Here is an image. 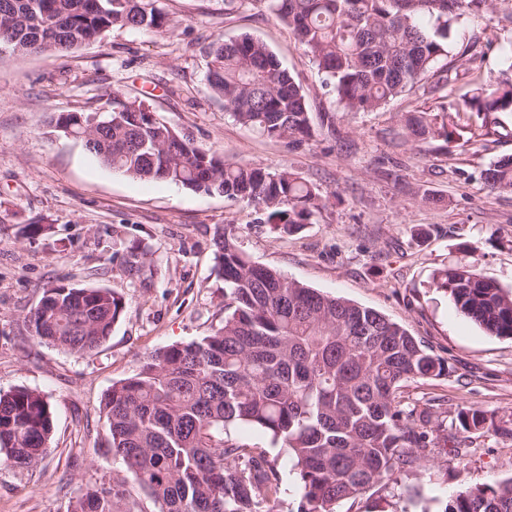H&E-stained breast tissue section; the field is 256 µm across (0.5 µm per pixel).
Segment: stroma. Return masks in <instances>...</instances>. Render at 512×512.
<instances>
[{"instance_id":"obj_1","label":"stroma","mask_w":512,"mask_h":512,"mask_svg":"<svg viewBox=\"0 0 512 512\" xmlns=\"http://www.w3.org/2000/svg\"><path fill=\"white\" fill-rule=\"evenodd\" d=\"M158 5L179 19L173 35L123 28L65 56H0V391L42 393L54 423L37 467L0 464V512H67L120 472L102 401L151 352L222 324L214 238L224 229L251 261L375 309L423 340L448 374L408 383L404 393L441 398L436 416L444 424L469 406L495 423L512 421V338L486 333L431 286L459 260L512 290V194L490 192L482 179L491 162L512 156V113L500 114L496 132L476 143L460 137L427 155L410 143L397 147L399 115L455 107L466 80L449 84L444 99L415 91L375 112H346L335 108L288 27L267 12L228 16L224 0ZM244 33L267 42L302 85L312 114H335V133L316 129L313 141L295 147L225 115L206 81L204 49ZM464 50L473 71L489 79L512 50V25L491 9L459 19L449 60ZM116 88L145 95L178 133L225 159L297 173L326 195V206L281 236L260 223L252 203L135 181L100 164L81 142L51 133V114L102 111ZM33 224L43 232L31 234ZM61 280L108 288L125 301L93 356L37 343L26 329L24 316L43 288ZM230 436L267 450L281 477V510L297 512L295 472L279 444L241 425ZM509 479L512 439L490 431L473 445L468 465L433 449L426 467L399 476L390 491L341 502L338 512H444L456 491Z\"/></svg>"}]
</instances>
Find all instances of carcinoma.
<instances>
[{"instance_id":"cac0c4a2","label":"carcinoma","mask_w":512,"mask_h":512,"mask_svg":"<svg viewBox=\"0 0 512 512\" xmlns=\"http://www.w3.org/2000/svg\"><path fill=\"white\" fill-rule=\"evenodd\" d=\"M257 3L288 25L295 40L348 112H372L415 88L448 87L452 23L512 0H224V13ZM179 21L156 0H0V54L70 53L114 28L168 34ZM206 80L239 125L299 145L314 137L303 88L264 41L249 34L205 50ZM109 123L94 113H59L54 131L72 128L103 165L132 179L164 181L245 200L264 223L289 235L325 202L319 189L287 171L224 159L194 145L145 101L112 91ZM464 112L497 124L512 112V55L498 75L472 90ZM421 151L448 143L462 126L448 114L417 111L401 119ZM491 192L512 194V156L483 172ZM224 278V323L198 341L147 355L137 373L112 384L103 412L108 451L125 472L88 489L68 512H280L281 479L265 450L227 436L245 425L281 443L302 493L298 512L336 506L385 489L416 471L442 442L467 462L472 435L488 428L486 411L463 407L453 431L433 423L430 401H409L405 384L448 375L444 360L384 314L288 280L253 263L229 231L215 238ZM434 288L495 336L512 337V291L462 263L439 271ZM125 302L108 288L61 282L44 289L24 317L31 336L73 356L107 341ZM53 416L38 391L0 393V462L38 464ZM444 512H512V479L460 490Z\"/></svg>"}]
</instances>
